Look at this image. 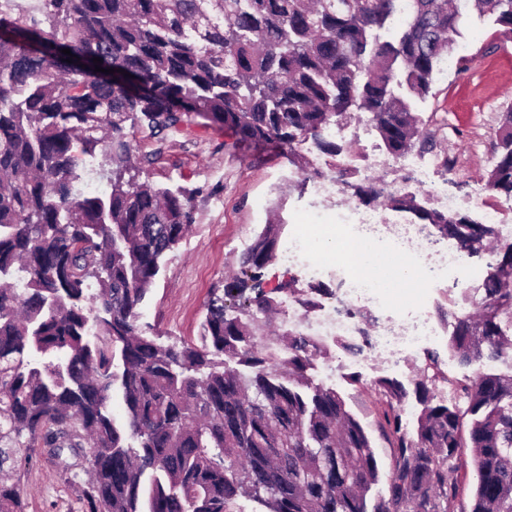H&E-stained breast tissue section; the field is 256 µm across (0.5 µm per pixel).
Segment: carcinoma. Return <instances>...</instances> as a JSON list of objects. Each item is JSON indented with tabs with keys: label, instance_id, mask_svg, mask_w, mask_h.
I'll return each mask as SVG.
<instances>
[{
	"label": "carcinoma",
	"instance_id": "1",
	"mask_svg": "<svg viewBox=\"0 0 512 512\" xmlns=\"http://www.w3.org/2000/svg\"><path fill=\"white\" fill-rule=\"evenodd\" d=\"M472 11L512 37V0H0V280L23 274L22 287L0 286V512H23L21 471L42 447L80 460L89 512H236L245 494L267 512H454L450 463L464 448L470 512H512V375L482 371L512 357V245L449 343L475 367L466 408L422 386L410 435L405 389L379 381L393 455L388 494L372 504L365 427L307 376L319 344L298 330L275 352L256 342L267 335L259 315L277 305L279 289L262 287L276 222L213 290L200 344H161L140 323L163 257L187 234L191 197L137 180L134 129L162 138L200 117L296 164L310 141L340 154L325 132L355 109L390 154L425 148L431 136L391 86L402 74L428 94ZM399 12L396 37L378 41ZM499 132L487 185L512 198V110ZM88 161L112 173L109 194L75 188ZM355 196L414 213L468 254L496 234L384 186Z\"/></svg>",
	"mask_w": 512,
	"mask_h": 512
}]
</instances>
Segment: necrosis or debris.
Returning <instances> with one entry per match:
<instances>
[{"mask_svg": "<svg viewBox=\"0 0 512 512\" xmlns=\"http://www.w3.org/2000/svg\"><path fill=\"white\" fill-rule=\"evenodd\" d=\"M399 248L380 267L374 277H366L371 258L377 257L380 226L366 211L351 214L336 212L333 222L303 224L288 239L283 258L288 268L305 274L321 268L328 270L340 283L331 301L321 305L318 314L305 322L302 331L319 341L339 336H355L359 324L349 310L353 297L362 295L381 301L384 295L395 292L398 283L391 274L400 262L427 261L428 234L420 227L399 223Z\"/></svg>", "mask_w": 512, "mask_h": 512, "instance_id": "obj_1", "label": "necrosis or debris"}]
</instances>
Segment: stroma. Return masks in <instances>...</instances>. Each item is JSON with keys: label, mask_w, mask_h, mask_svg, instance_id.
I'll return each instance as SVG.
<instances>
[{"label": "stroma", "mask_w": 512, "mask_h": 512, "mask_svg": "<svg viewBox=\"0 0 512 512\" xmlns=\"http://www.w3.org/2000/svg\"><path fill=\"white\" fill-rule=\"evenodd\" d=\"M466 49L467 70L440 64L429 93L412 96L406 83L393 84L395 96L408 101L424 131L433 135L432 147L393 156L367 114L352 113L332 139L341 145L349 173V187L341 189L337 201L315 194L313 187H301L303 174L289 161L286 152L248 143H235L216 127H203L193 118L165 142L137 132L133 144L137 156L152 157L144 173L156 185L190 193L192 228L179 245L162 260L157 280L141 308L143 322L151 325L162 342H198L206 304L214 288L237 272L241 253L267 224L277 216L281 238H288L307 216L332 214L337 204L371 212L380 223L395 217V210L376 203H364L354 196L355 185L371 186L376 181L395 184L402 194L414 195L427 209L436 203L427 196L432 184H439L457 198L458 214L484 224L487 209L501 206L497 224L512 225V209H506L505 195L490 190L486 174L502 148L496 130L503 112L512 108V41L500 34L489 17L471 15L457 39ZM494 257L480 252L471 255L465 268L450 267L422 291L421 303H414L411 290L396 301L378 306L365 300L353 301L363 328L374 330L377 321L392 318L405 325L426 324L429 337L415 349L396 346L393 351L366 350L358 372L360 384H350V352L341 341H328L307 371L313 384L335 389L348 410L366 428L378 461L381 479L369 497L377 499L387 491L392 448L380 428L384 398L379 379L402 384L406 396L401 408L409 421H416L422 409L417 387L426 384L435 400L460 402L450 394L451 385L471 376L448 350V342L459 316L474 312L484 295L475 289L471 273H491ZM441 356V376L427 379V355ZM24 512H87L82 484L72 480L59 459L48 449H39L23 478Z\"/></svg>", "instance_id": "35a3bbf8"}]
</instances>
